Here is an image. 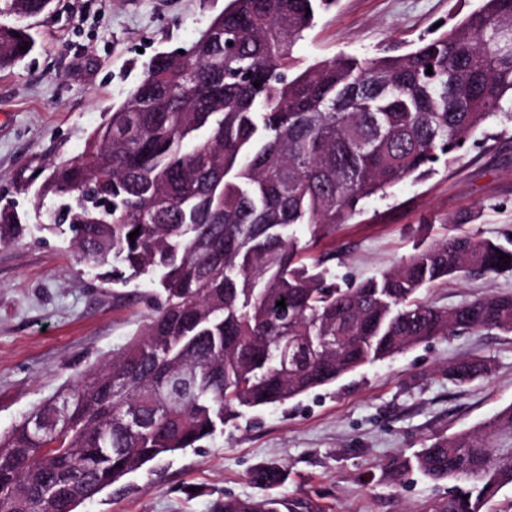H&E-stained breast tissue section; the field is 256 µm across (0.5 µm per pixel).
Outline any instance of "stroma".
Listing matches in <instances>:
<instances>
[{
  "label": "stroma",
  "instance_id": "1",
  "mask_svg": "<svg viewBox=\"0 0 512 512\" xmlns=\"http://www.w3.org/2000/svg\"><path fill=\"white\" fill-rule=\"evenodd\" d=\"M35 20L36 46L0 70V199L24 213L26 235L0 244V431L139 330L154 286L104 283L81 262L70 234L46 230L47 216L16 186L33 171L80 156L93 130L120 103L156 53L189 47L227 0H54ZM480 0H338L321 13L295 56L304 63L339 53L370 57L409 49L435 23L452 26ZM470 216L482 239H512V121L477 129L461 158L421 181L366 200L360 214L320 247L336 284L379 275L439 238L447 217ZM512 293V270L449 278L424 297L451 307ZM479 357L485 380L460 386L446 366ZM512 404V333L483 330L440 337L366 365L283 406L245 412L201 447L127 478V490L100 493L78 512H211L224 496L256 490L250 470L275 462L288 472L283 493L320 512H419L437 485L419 472L394 483L396 456L435 436L477 427Z\"/></svg>",
  "mask_w": 512,
  "mask_h": 512
}]
</instances>
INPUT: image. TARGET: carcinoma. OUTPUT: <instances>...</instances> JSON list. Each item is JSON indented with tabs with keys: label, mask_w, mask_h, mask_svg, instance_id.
<instances>
[{
	"label": "carcinoma",
	"mask_w": 512,
	"mask_h": 512,
	"mask_svg": "<svg viewBox=\"0 0 512 512\" xmlns=\"http://www.w3.org/2000/svg\"><path fill=\"white\" fill-rule=\"evenodd\" d=\"M50 3L0 0V67L33 51L28 20ZM335 6L229 0L206 38L144 65L80 158L50 165L36 197L54 204V225H68L81 258L112 257L128 271L112 280L147 277L159 291L136 336L0 434V512H77L245 410L437 336L512 333V294L451 308L419 297L440 280L512 270V248L499 242L447 235L345 288L328 281L327 257L304 262L362 202L427 177L474 130L512 120V0H482L401 53L300 63L294 47ZM295 224L312 227L303 247L288 233ZM22 227L14 206L0 205V244ZM487 374L482 360L448 366L458 385ZM508 448L512 404L390 467L399 482L415 469L445 484L421 512H485L512 486ZM287 479L277 463L260 464L249 481L262 495L226 496L217 512H316L279 492Z\"/></svg>",
	"instance_id": "carcinoma-1"
}]
</instances>
